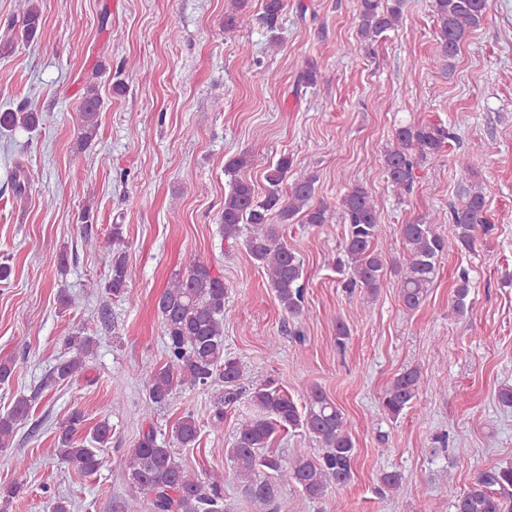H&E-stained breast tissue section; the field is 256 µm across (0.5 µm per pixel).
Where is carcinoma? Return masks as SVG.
I'll list each match as a JSON object with an SVG mask.
<instances>
[{
    "label": "carcinoma",
    "instance_id": "obj_1",
    "mask_svg": "<svg viewBox=\"0 0 512 512\" xmlns=\"http://www.w3.org/2000/svg\"><path fill=\"white\" fill-rule=\"evenodd\" d=\"M246 0H234L224 13V29L243 28L257 20L270 31L288 7V0H262V12L252 18L244 13ZM403 0L383 6L382 0H357L360 48L369 51L377 38L397 26L402 15ZM20 34L27 42L38 38L42 28L41 12L36 0H19ZM436 17L437 56L445 61L458 55L470 33L484 22L488 0H433ZM102 100L96 86L86 87L80 107V140H91L98 132ZM40 123L36 112H1L0 129L33 130ZM447 128L428 123L409 124L396 131V147L385 155V166L392 184L400 191L411 192L414 170L436 156L446 140ZM265 194L258 196L252 185L232 178L224 195V209L219 221L224 238H236L247 227L251 236L246 247L252 258L269 278L283 310L291 317L304 312V286L301 284L302 262L285 242L281 226L328 223L330 206L312 203L317 177L311 173L292 174V162L281 157L265 173ZM487 185L471 184L461 203L448 215V235L457 246L474 248L478 236L494 230L486 210ZM342 215L347 224L343 254L336 258V272L344 276L343 287L356 288L374 297L386 274L399 278L403 304L417 308L436 277L437 264L448 250V239L431 224H403L400 236L405 253L396 259L379 247L384 225L369 191L350 187L341 199ZM110 243V275L108 291H126L131 279L123 225L114 224L108 236ZM185 273L174 279L159 297L165 358L162 364L143 372L148 396L157 406L168 403L174 393L184 388L207 387L215 381L225 390L215 403L211 425L224 424V407L235 403L242 393L238 382L244 374L240 359L224 352V300L227 288L221 276L212 274L207 264L195 257L184 261ZM470 277L467 271L456 280L452 310L462 315L470 307ZM69 356L53 369L51 377L66 381L85 367V359L95 348V340L77 332L65 338ZM421 387V371L407 368L393 379L385 390L381 408L396 420L412 407ZM251 412L238 420L233 446L226 455L233 462L234 475L243 483L245 492L258 503L266 504L275 497L274 475L291 481L306 499H327L333 489L347 484L356 460L355 444L346 418L336 404L317 386L306 389L305 402L298 406L288 392L268 380L250 392ZM30 400L19 396L12 407L0 415V449L12 447L15 433L28 419ZM85 415L74 408L59 424L58 460L81 476L96 474L102 466L99 448L110 439L112 426L103 419L80 437ZM302 430L315 438L321 447L316 459L306 456L284 457L259 454L269 441L285 430ZM201 424L191 412L183 414L171 428L167 438H158L153 429L143 433L135 448L123 460V473L129 486L126 498L114 505V512H142L138 496L147 498L150 512H230L224 502V476L187 467L178 449L193 448L199 441ZM380 490L398 492L404 489V478L397 471L379 477ZM23 485L13 482L0 486V512H6ZM455 512H512V464L480 470L471 484L457 495Z\"/></svg>",
    "mask_w": 512,
    "mask_h": 512
}]
</instances>
